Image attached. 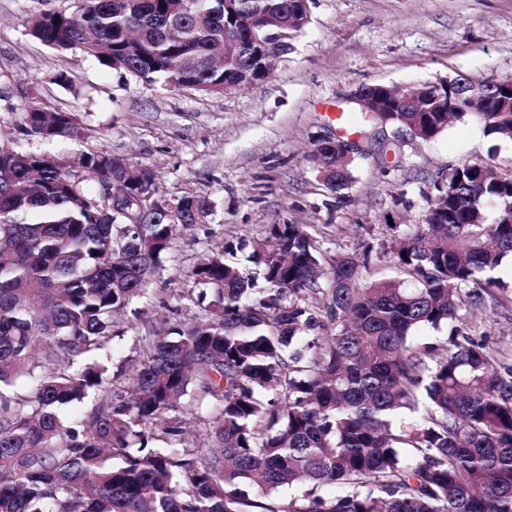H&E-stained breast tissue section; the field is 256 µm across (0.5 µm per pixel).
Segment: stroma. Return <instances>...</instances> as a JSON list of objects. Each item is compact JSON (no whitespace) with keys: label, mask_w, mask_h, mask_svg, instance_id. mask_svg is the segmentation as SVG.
Returning <instances> with one entry per match:
<instances>
[{"label":"stroma","mask_w":512,"mask_h":512,"mask_svg":"<svg viewBox=\"0 0 512 512\" xmlns=\"http://www.w3.org/2000/svg\"><path fill=\"white\" fill-rule=\"evenodd\" d=\"M77 4L0 0V143L68 159L107 150L150 168L169 194L210 202L197 224L178 229L153 273L150 297L120 318L108 362L115 388L131 385L143 323L195 315L192 270L226 242L262 240L272 224H305L328 260L373 245L366 276L389 278L396 271L385 249L398 233L417 230L453 167L485 162L512 177V140L485 135L468 116L430 141L390 126L356 134L354 182L340 193L328 190L306 160L317 139L336 135L335 113L354 111L348 96L358 86L512 77V0H309L308 25L270 75L221 94L145 84L26 33L30 15ZM61 73L69 84H58ZM31 97L76 113L88 136L19 137ZM496 276L498 285L463 298L455 320L436 336L485 344L502 370L512 368V255Z\"/></svg>","instance_id":"obj_1"}]
</instances>
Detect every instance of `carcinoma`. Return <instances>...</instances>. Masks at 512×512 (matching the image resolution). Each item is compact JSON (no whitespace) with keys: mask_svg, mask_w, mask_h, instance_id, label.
<instances>
[{"mask_svg":"<svg viewBox=\"0 0 512 512\" xmlns=\"http://www.w3.org/2000/svg\"><path fill=\"white\" fill-rule=\"evenodd\" d=\"M215 0H81L80 9L27 18V34L78 48L102 65L172 90L222 93L261 79L255 55H285L308 24V0H237L254 17L224 44ZM274 31L273 42L263 35ZM427 112H356L359 126L420 123L421 140L469 115L512 140V88L488 112H443L447 89L420 86ZM19 134L78 138L73 112L38 102ZM346 144L308 156L324 186L353 181ZM96 192L85 191V175ZM124 189L133 209L179 205L177 223L210 210L175 197L154 172L101 150L74 164L0 146V512H512V368L501 375L485 345L437 344L418 333L454 320L512 253V177L467 162L448 175L444 200L390 250L398 276L370 280L361 256L324 263L306 224H272L253 243L201 259L195 282L214 287L188 323L146 326L130 398H107L84 419L61 405L104 388L114 317L149 296L171 246L163 214L128 224L105 198ZM311 293L323 307L308 303ZM25 379L30 391L11 389ZM195 395L210 412L215 449L205 463L179 448H150L183 433L167 418ZM256 486L252 495L241 486ZM339 494L325 497V487ZM301 493L280 504L283 489Z\"/></svg>","mask_w":512,"mask_h":512,"instance_id":"obj_1","label":"carcinoma"}]
</instances>
